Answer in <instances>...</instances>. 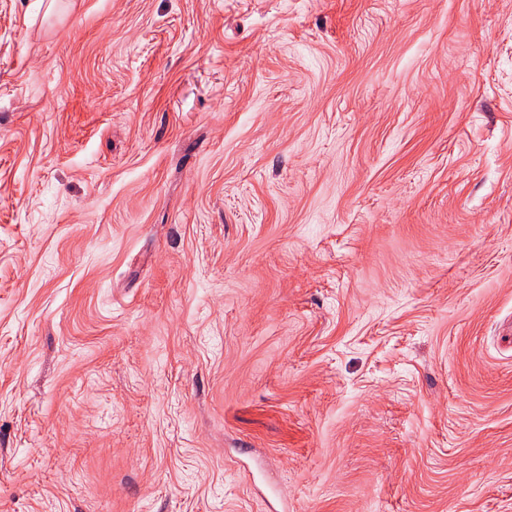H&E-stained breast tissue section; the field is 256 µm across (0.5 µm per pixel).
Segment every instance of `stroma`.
Listing matches in <instances>:
<instances>
[{
	"instance_id": "35a3bbf8",
	"label": "stroma",
	"mask_w": 512,
	"mask_h": 512,
	"mask_svg": "<svg viewBox=\"0 0 512 512\" xmlns=\"http://www.w3.org/2000/svg\"><path fill=\"white\" fill-rule=\"evenodd\" d=\"M512 512V0H0V512Z\"/></svg>"
}]
</instances>
